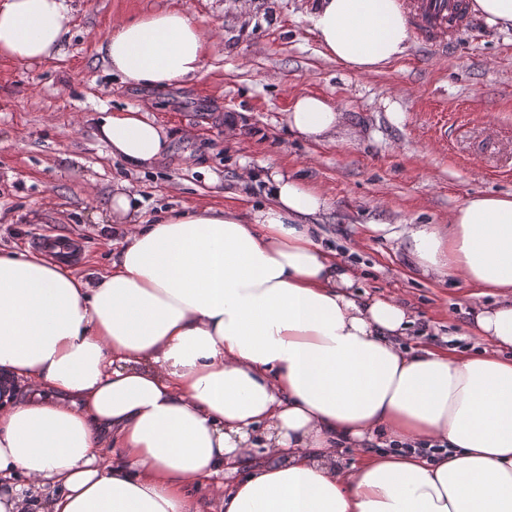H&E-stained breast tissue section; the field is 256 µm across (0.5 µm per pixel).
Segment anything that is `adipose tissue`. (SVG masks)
<instances>
[{
	"mask_svg": "<svg viewBox=\"0 0 512 512\" xmlns=\"http://www.w3.org/2000/svg\"><path fill=\"white\" fill-rule=\"evenodd\" d=\"M309 18L355 72L408 46L401 0H311ZM70 23L65 0H0V57L40 61ZM208 41L158 10L114 21L98 51L121 82L163 90L197 75ZM285 122L319 140L341 113L303 95ZM97 129L130 170L168 150L137 108ZM263 183L268 205L158 224L135 222L138 195L116 187L121 244L91 280L0 253V512H512V195L398 235L424 276L493 296L470 323L492 349L464 355L406 348L408 308L355 293L322 242L319 187L277 170ZM380 439L391 450L368 452ZM341 448L365 454L345 466ZM226 472L209 506L194 488Z\"/></svg>",
	"mask_w": 512,
	"mask_h": 512,
	"instance_id": "1",
	"label": "adipose tissue"
}]
</instances>
